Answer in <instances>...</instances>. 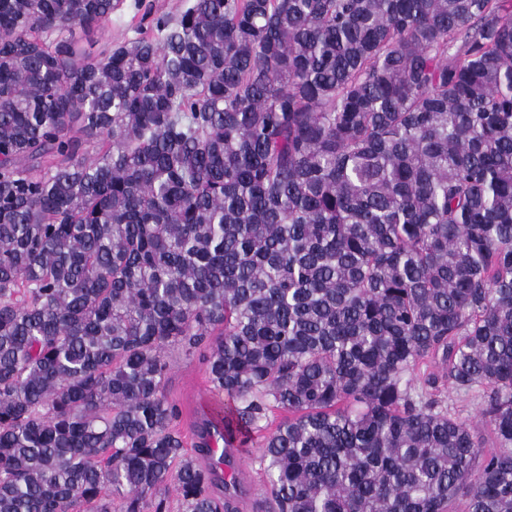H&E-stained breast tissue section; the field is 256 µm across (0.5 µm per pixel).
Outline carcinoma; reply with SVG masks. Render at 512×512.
<instances>
[{
  "mask_svg": "<svg viewBox=\"0 0 512 512\" xmlns=\"http://www.w3.org/2000/svg\"><path fill=\"white\" fill-rule=\"evenodd\" d=\"M118 5L0 0V512H236L273 410L277 512H512V0ZM119 6L112 13V23L103 26L93 36V45L84 40L91 52L130 41L142 30L149 28L151 20L158 16L175 17L190 0H117ZM170 370L164 385L168 397L181 409L176 429L181 433L186 448L190 450L197 426L205 417H210L212 403H220L224 396H218L211 387L206 364L200 353L186 357L175 350L169 353Z\"/></svg>",
  "mask_w": 512,
  "mask_h": 512,
  "instance_id": "cac0c4a2",
  "label": "carcinoma"
}]
</instances>
